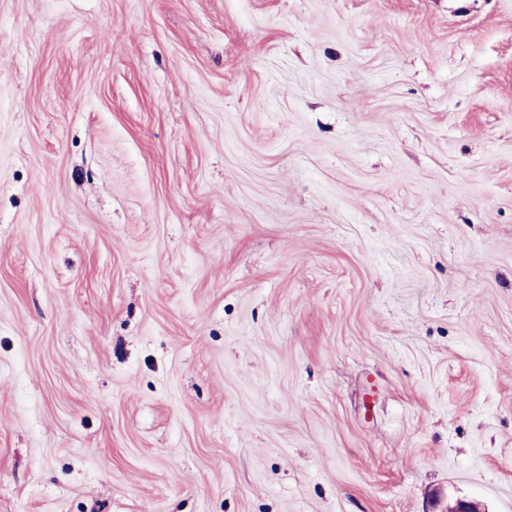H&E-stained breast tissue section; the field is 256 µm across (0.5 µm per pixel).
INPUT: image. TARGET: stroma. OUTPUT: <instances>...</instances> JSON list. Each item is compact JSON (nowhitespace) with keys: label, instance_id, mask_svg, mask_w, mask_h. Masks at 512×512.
I'll return each mask as SVG.
<instances>
[{"label":"stroma","instance_id":"1","mask_svg":"<svg viewBox=\"0 0 512 512\" xmlns=\"http://www.w3.org/2000/svg\"><path fill=\"white\" fill-rule=\"evenodd\" d=\"M512 512V0H0V512Z\"/></svg>","mask_w":512,"mask_h":512}]
</instances>
